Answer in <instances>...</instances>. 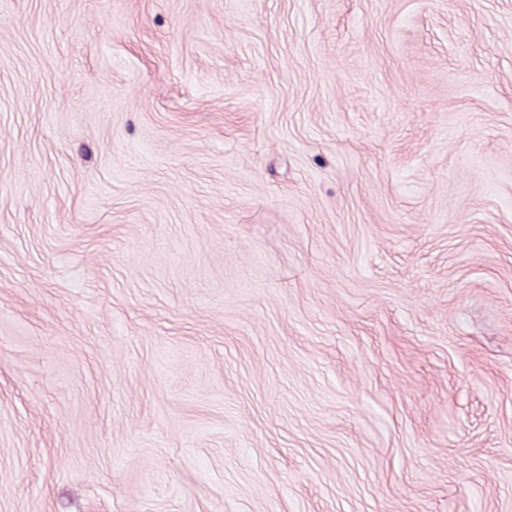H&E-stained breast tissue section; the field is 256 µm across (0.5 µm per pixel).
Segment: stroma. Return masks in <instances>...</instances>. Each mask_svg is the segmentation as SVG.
Segmentation results:
<instances>
[{"label":"stroma","mask_w":512,"mask_h":512,"mask_svg":"<svg viewBox=\"0 0 512 512\" xmlns=\"http://www.w3.org/2000/svg\"><path fill=\"white\" fill-rule=\"evenodd\" d=\"M0 512H512V0H0Z\"/></svg>","instance_id":"1"}]
</instances>
